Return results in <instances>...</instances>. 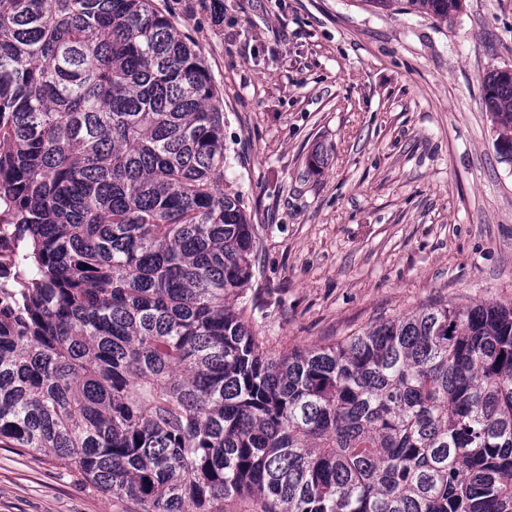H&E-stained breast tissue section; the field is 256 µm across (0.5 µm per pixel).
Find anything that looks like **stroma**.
Here are the masks:
<instances>
[{"label": "stroma", "instance_id": "35a3bbf8", "mask_svg": "<svg viewBox=\"0 0 512 512\" xmlns=\"http://www.w3.org/2000/svg\"><path fill=\"white\" fill-rule=\"evenodd\" d=\"M154 2L219 95L265 349L512 303V163L482 103L486 73L512 69V0H464L447 22L368 0ZM122 508L56 457L0 445V512Z\"/></svg>", "mask_w": 512, "mask_h": 512}]
</instances>
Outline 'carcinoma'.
<instances>
[{"label":"carcinoma","instance_id":"carcinoma-1","mask_svg":"<svg viewBox=\"0 0 512 512\" xmlns=\"http://www.w3.org/2000/svg\"><path fill=\"white\" fill-rule=\"evenodd\" d=\"M484 90L512 148V79ZM0 195L29 272L0 308V443L129 512H512V305L269 355L224 112L153 0H0Z\"/></svg>","mask_w":512,"mask_h":512}]
</instances>
